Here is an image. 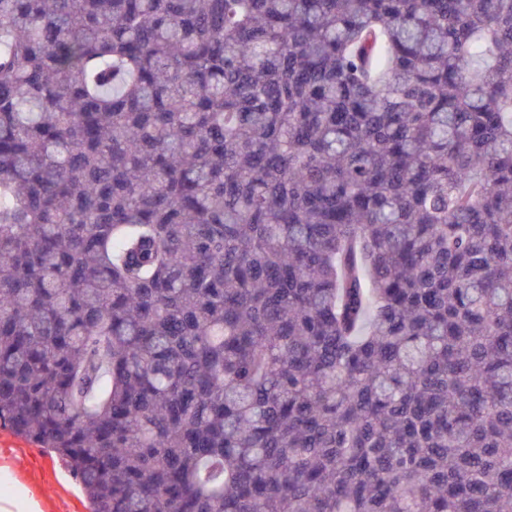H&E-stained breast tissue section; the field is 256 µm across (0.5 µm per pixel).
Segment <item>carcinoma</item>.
<instances>
[{
    "label": "carcinoma",
    "instance_id": "1",
    "mask_svg": "<svg viewBox=\"0 0 512 512\" xmlns=\"http://www.w3.org/2000/svg\"><path fill=\"white\" fill-rule=\"evenodd\" d=\"M90 512H512V0H0V423Z\"/></svg>",
    "mask_w": 512,
    "mask_h": 512
}]
</instances>
